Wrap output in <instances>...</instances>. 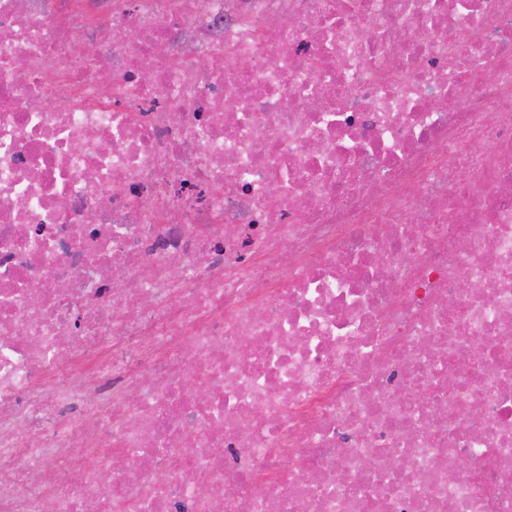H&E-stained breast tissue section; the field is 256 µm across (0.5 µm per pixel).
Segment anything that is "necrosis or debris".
<instances>
[{
  "instance_id": "necrosis-or-debris-1",
  "label": "necrosis or debris",
  "mask_w": 512,
  "mask_h": 512,
  "mask_svg": "<svg viewBox=\"0 0 512 512\" xmlns=\"http://www.w3.org/2000/svg\"><path fill=\"white\" fill-rule=\"evenodd\" d=\"M0 512H512V0H0Z\"/></svg>"
}]
</instances>
